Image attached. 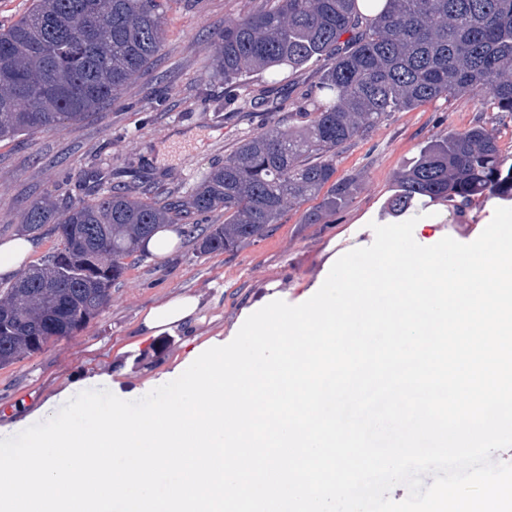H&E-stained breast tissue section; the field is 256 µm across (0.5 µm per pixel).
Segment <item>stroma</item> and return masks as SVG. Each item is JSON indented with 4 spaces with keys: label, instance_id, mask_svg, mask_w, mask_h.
<instances>
[{
    "label": "stroma",
    "instance_id": "stroma-1",
    "mask_svg": "<svg viewBox=\"0 0 512 512\" xmlns=\"http://www.w3.org/2000/svg\"><path fill=\"white\" fill-rule=\"evenodd\" d=\"M258 2L170 0L160 55L118 102L52 131L0 141V240L15 236L24 206L45 197L75 202L87 198L89 189L104 191L121 181L165 184L188 195L241 140L266 128L271 115L257 99L276 90L295 107L301 92L319 79L316 63L281 70L274 87L267 74L252 76L247 103L230 106L223 82L209 77L210 32ZM479 120L498 129L502 144L512 143V118L481 111L470 99L396 112L369 139L339 154L337 174L353 177L357 190L321 223L302 221L304 211L317 205L311 199L285 212L265 238L236 252L203 254L187 238L171 258L150 254L132 264L113 286L108 308L85 329L0 366V437L55 414L68 395L84 390L106 388L121 399H138L150 382L185 370L205 341H231L245 319L269 302L303 303L344 248L371 245L373 224L393 223L386 203L420 144L435 132L464 131ZM485 204L479 198L462 208L448 201L421 208L415 241H474L485 228ZM181 292L201 294L206 323L141 335L140 314Z\"/></svg>",
    "mask_w": 512,
    "mask_h": 512
}]
</instances>
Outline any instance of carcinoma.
<instances>
[{"label":"carcinoma","instance_id":"cac0c4a2","mask_svg":"<svg viewBox=\"0 0 512 512\" xmlns=\"http://www.w3.org/2000/svg\"><path fill=\"white\" fill-rule=\"evenodd\" d=\"M169 0H34L0 29V140L77 122L116 98L159 56ZM261 0L211 36L213 74L228 101L247 75L324 61L296 110L237 145L194 190L117 184L64 209L33 202L18 230L56 236L42 263L0 285V366L39 352L97 318L129 261L163 224L221 210L224 223L187 225L199 252H234L264 237L291 207L318 224L351 199L336 177L341 149L394 112L469 96L512 116V0ZM512 199V152L494 129L439 131L401 171L390 210L476 196Z\"/></svg>","mask_w":512,"mask_h":512}]
</instances>
